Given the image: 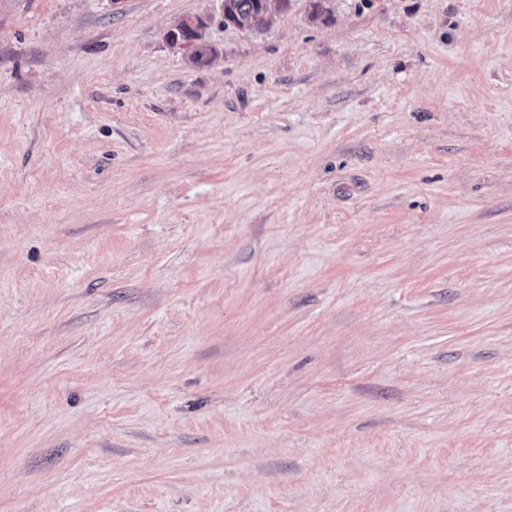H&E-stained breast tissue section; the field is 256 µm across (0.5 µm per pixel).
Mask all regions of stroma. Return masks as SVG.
Segmentation results:
<instances>
[{
  "mask_svg": "<svg viewBox=\"0 0 512 512\" xmlns=\"http://www.w3.org/2000/svg\"><path fill=\"white\" fill-rule=\"evenodd\" d=\"M0 512H512V0H0ZM284 5L282 0H266L264 6L263 0H225L223 12L225 17L239 28L260 29L268 24L266 11L271 16L273 8ZM230 22L224 18L225 24H231ZM182 22H184L183 24H181ZM174 30H171L168 35H167V38L168 40L173 44V45H180V46H185V47H188L189 46H194L195 50H194V53H193V59H195V56L196 54L198 55V59L197 61H201V59L204 57V56H209L210 53L207 49V47L205 46H202L203 48V51H197L198 50V47L196 45V40H192V41H184L182 39H179V37L181 38V33L180 32H177L178 31V28L179 26L181 25H188L192 28H194L196 31L200 32L201 34L203 33L204 34V30L206 28V24L205 22L201 19V18H189V19H186L184 21H182ZM179 37H178V35ZM189 45V46H188ZM197 52V53H196Z\"/></svg>",
  "mask_w": 512,
  "mask_h": 512,
  "instance_id": "obj_1",
  "label": "stroma"
}]
</instances>
